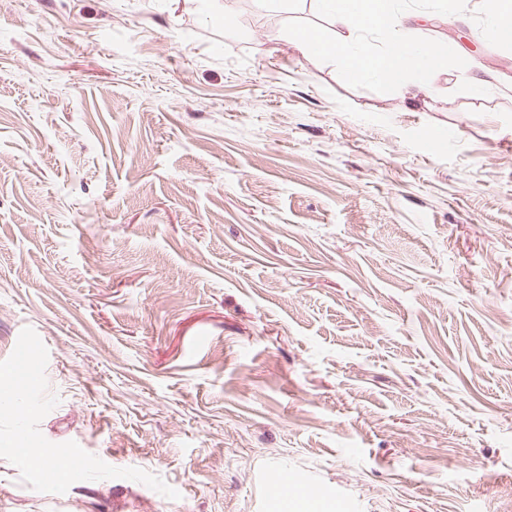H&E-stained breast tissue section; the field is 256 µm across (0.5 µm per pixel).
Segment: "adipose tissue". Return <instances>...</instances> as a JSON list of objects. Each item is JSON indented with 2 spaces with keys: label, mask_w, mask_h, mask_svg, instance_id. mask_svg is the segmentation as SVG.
Returning a JSON list of instances; mask_svg holds the SVG:
<instances>
[{
  "label": "adipose tissue",
  "mask_w": 512,
  "mask_h": 512,
  "mask_svg": "<svg viewBox=\"0 0 512 512\" xmlns=\"http://www.w3.org/2000/svg\"><path fill=\"white\" fill-rule=\"evenodd\" d=\"M316 2L328 13L337 38L334 42L323 44L310 31H301L293 36V45L299 52L320 48L322 53L335 58L354 80L374 77L404 92L411 102H418L428 95L430 87L427 77L447 61V42L416 45L406 41L392 0ZM368 26L386 32L391 38L390 46L380 54L366 55L351 45L353 33Z\"/></svg>",
  "instance_id": "1"
}]
</instances>
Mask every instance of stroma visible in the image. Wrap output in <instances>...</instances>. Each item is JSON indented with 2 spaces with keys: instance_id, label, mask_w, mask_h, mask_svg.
<instances>
[{
  "instance_id": "obj_1",
  "label": "stroma",
  "mask_w": 512,
  "mask_h": 512,
  "mask_svg": "<svg viewBox=\"0 0 512 512\" xmlns=\"http://www.w3.org/2000/svg\"><path fill=\"white\" fill-rule=\"evenodd\" d=\"M397 9L415 106L314 0H0V512H512V44ZM316 3L330 16L336 41L322 43L310 31L302 30L294 32V47L304 54L318 44L321 52L335 58L354 80L374 77L404 92L411 103L428 95V75L454 53L448 51L445 41L422 45L406 41L402 35L403 23L393 10L392 0H316ZM368 26L391 37L390 46L378 55L363 54L350 43L355 31Z\"/></svg>"
}]
</instances>
